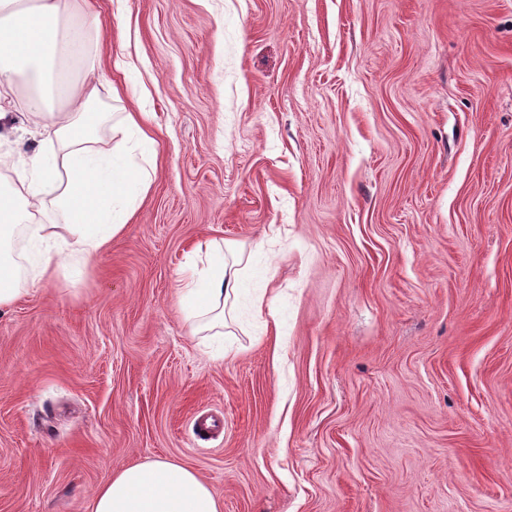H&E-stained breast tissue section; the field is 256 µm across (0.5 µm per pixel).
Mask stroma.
Here are the masks:
<instances>
[{
	"label": "stroma",
	"instance_id": "obj_1",
	"mask_svg": "<svg viewBox=\"0 0 512 512\" xmlns=\"http://www.w3.org/2000/svg\"><path fill=\"white\" fill-rule=\"evenodd\" d=\"M96 4L100 144L154 113L156 175L0 307V512L155 458L223 512H512V0ZM213 241L243 284L196 336Z\"/></svg>",
	"mask_w": 512,
	"mask_h": 512
}]
</instances>
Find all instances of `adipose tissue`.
<instances>
[{
    "label": "adipose tissue",
    "instance_id": "adipose-tissue-1",
    "mask_svg": "<svg viewBox=\"0 0 512 512\" xmlns=\"http://www.w3.org/2000/svg\"><path fill=\"white\" fill-rule=\"evenodd\" d=\"M92 12V0H0V126L20 116L41 136L15 182L0 186V307L22 291L14 237L43 249L29 262L31 282L51 280L59 264L92 262L121 233L152 181L150 113H126L122 138L110 151L100 148L87 119L103 86L100 23ZM208 255L197 280L177 288L198 332L216 336L242 280L220 250ZM92 512H221V504L192 468L150 460L99 486Z\"/></svg>",
    "mask_w": 512,
    "mask_h": 512
}]
</instances>
